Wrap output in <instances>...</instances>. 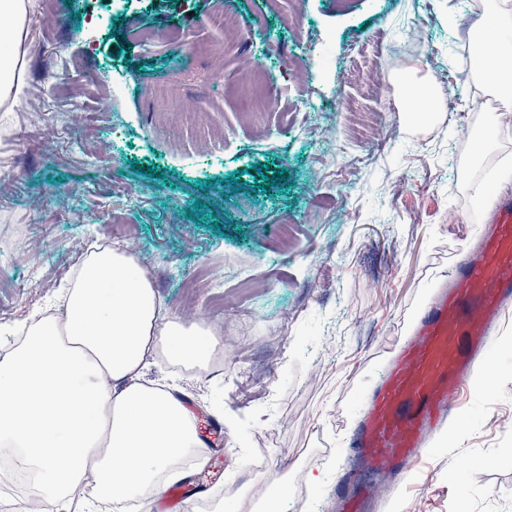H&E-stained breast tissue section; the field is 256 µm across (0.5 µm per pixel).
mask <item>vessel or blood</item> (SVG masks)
<instances>
[{
  "label": "vessel or blood",
  "instance_id": "vessel-or-blood-1",
  "mask_svg": "<svg viewBox=\"0 0 512 512\" xmlns=\"http://www.w3.org/2000/svg\"><path fill=\"white\" fill-rule=\"evenodd\" d=\"M477 256L458 262L412 320L361 394L357 427L344 452L347 470L336 487L341 512H362L366 483L379 476L402 480L432 451L431 436L469 397L468 376L486 355L498 324L512 305V187L499 189L476 240ZM205 484H178L160 493L157 512H181Z\"/></svg>",
  "mask_w": 512,
  "mask_h": 512
}]
</instances>
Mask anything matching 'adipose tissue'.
<instances>
[{"mask_svg": "<svg viewBox=\"0 0 512 512\" xmlns=\"http://www.w3.org/2000/svg\"><path fill=\"white\" fill-rule=\"evenodd\" d=\"M33 0H0V105L16 104L26 81L23 47ZM476 73L512 112V0H497L474 31ZM400 94L411 121L427 120L440 93L409 81ZM62 318L34 317L0 358V446L34 476L38 496L75 504L96 481L116 505L161 490V475L198 448L197 417L175 383L148 381L149 357L204 370L216 338L203 322L165 317L142 264L118 246H93L68 288Z\"/></svg>", "mask_w": 512, "mask_h": 512, "instance_id": "ef3b65f1", "label": "adipose tissue"}]
</instances>
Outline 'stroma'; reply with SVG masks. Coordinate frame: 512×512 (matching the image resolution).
Wrapping results in <instances>:
<instances>
[{"label":"stroma","mask_w":512,"mask_h":512,"mask_svg":"<svg viewBox=\"0 0 512 512\" xmlns=\"http://www.w3.org/2000/svg\"><path fill=\"white\" fill-rule=\"evenodd\" d=\"M484 2L39 0L0 134V334L45 309L91 245L125 248L168 314L224 338L221 373L183 385L200 434L224 436L204 465L181 464L182 481L214 478L206 512L275 488L278 512H338L360 393L479 232L474 186L512 163V112L485 109L473 47L445 22H478ZM255 77L272 108L253 109ZM427 77L463 109L409 123L399 85ZM171 89L194 119L163 110ZM490 120L495 141L469 164V131ZM483 364L491 383L461 427L381 486L375 512H512V311Z\"/></svg>","instance_id":"obj_1"}]
</instances>
